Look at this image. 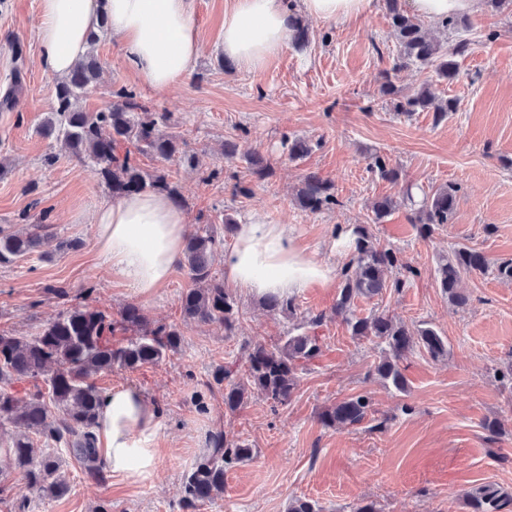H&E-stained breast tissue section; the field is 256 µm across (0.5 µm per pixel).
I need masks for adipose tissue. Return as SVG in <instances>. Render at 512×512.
Instances as JSON below:
<instances>
[{
	"instance_id": "1",
	"label": "adipose tissue",
	"mask_w": 512,
	"mask_h": 512,
	"mask_svg": "<svg viewBox=\"0 0 512 512\" xmlns=\"http://www.w3.org/2000/svg\"><path fill=\"white\" fill-rule=\"evenodd\" d=\"M373 0H301L315 19L347 21ZM41 67L62 77L88 50L106 21L139 81L163 92L183 82L201 52L193 0H39ZM294 12L289 0H233L224 12V54L238 69L262 70L287 49ZM100 258L142 299H150L180 264L187 218L166 195L133 194L102 203L94 214ZM333 271L304 256L292 231L258 216L237 226L224 254V282L251 293L290 295ZM161 411L135 386L113 389L100 405L97 434L106 470L128 484L150 483L162 460Z\"/></svg>"
}]
</instances>
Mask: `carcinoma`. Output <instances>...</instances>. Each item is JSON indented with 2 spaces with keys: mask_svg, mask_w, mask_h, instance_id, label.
Returning a JSON list of instances; mask_svg holds the SVG:
<instances>
[{
  "mask_svg": "<svg viewBox=\"0 0 512 512\" xmlns=\"http://www.w3.org/2000/svg\"><path fill=\"white\" fill-rule=\"evenodd\" d=\"M384 4L397 37L398 53L391 68L381 73L380 95L393 100L394 109L400 114L408 116L431 106L435 120H445L449 113L457 111L456 100L448 98L436 103L425 87L401 99L392 75L416 65L431 70L439 80L454 81L459 76L456 57L466 54L472 44L463 36L468 31L466 18L451 16L441 23L443 29L458 33V40L448 49L428 37L422 22L403 8L402 0H384ZM107 31L103 17L90 34L85 56L68 75L56 80L51 111L38 132L45 139L65 144L72 158L104 183L113 198L156 192L180 206L184 200L166 164L194 167L197 160L179 135L167 131V114L152 110L128 88L113 93L112 106L104 110L89 112L81 106L83 99L96 90L99 60L94 49ZM142 157L162 165L146 170L140 164ZM246 161L248 173L255 180L271 176V165L260 152L251 153ZM369 169L392 184L399 182V171L389 166L381 154L371 155ZM457 198L458 187L451 183L422 192L414 221L423 236L449 223ZM297 201L312 214L328 209L337 204L334 184L310 171L301 181ZM49 228L48 224L38 223L26 225L21 233L0 230V265L33 252ZM353 235L352 257L342 271L333 315L352 336L375 338L384 344V358L376 372L404 392L407 382L398 361L416 347L438 358L446 354L447 344L431 326L410 329L385 311L363 317L356 314L354 305L359 298L379 296L389 287L398 292L404 283L390 284L384 277L385 270L398 262L393 249L380 246L363 226L355 227ZM223 246L224 239L211 224H197L188 232L183 265L193 287L181 293L179 309L185 320H198L231 332L237 322L238 306L224 288V275L215 268V257ZM489 269L490 263L482 252L463 245L439 264L436 280L450 301L462 306L467 296L459 290L461 279L485 274ZM93 291L92 286L84 288L82 302L63 309L30 336L0 329V425L12 423L24 428L10 439L9 465L24 472L28 484L44 497L65 495L69 484L60 474L61 457L53 452L37 453L35 438L53 442L86 474L102 476L104 462L95 427L103 394L94 382L95 376L114 368L135 371L153 367L182 350V334L176 324L151 320L135 303L126 304L119 318L114 319L112 313L84 303ZM264 305L283 314L293 309L292 300L279 295L266 296ZM117 331L125 337L114 342L112 336ZM319 354L318 337L307 333L288 336L270 348L259 343L249 352L243 368L232 371L220 366L212 372L207 386L224 389V411L228 413L244 407L250 385L257 387L275 410L291 400L299 373ZM26 381L34 383L35 391L20 396L13 385ZM371 406L368 395H352L322 412L320 421L325 427L356 428L371 414ZM253 453L245 439L221 429L211 433L207 453L183 475L180 512H199L215 494L224 491L227 470L251 459ZM509 505L512 498L491 487L481 489L467 501L470 512H502Z\"/></svg>",
  "mask_w": 512,
  "mask_h": 512,
  "instance_id": "carcinoma-1",
  "label": "carcinoma"
}]
</instances>
